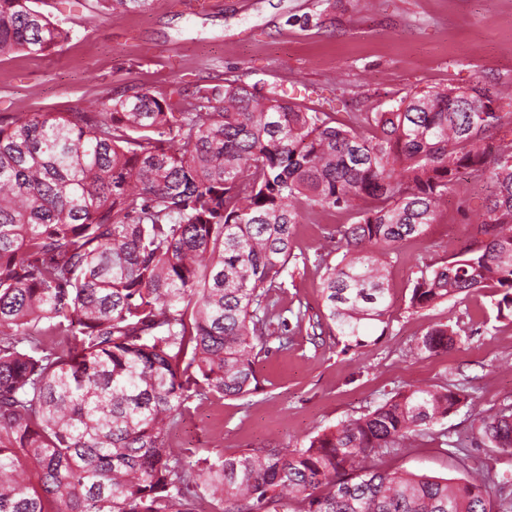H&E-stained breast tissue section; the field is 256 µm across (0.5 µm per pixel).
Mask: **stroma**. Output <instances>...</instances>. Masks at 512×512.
Segmentation results:
<instances>
[{"label":"stroma","instance_id":"35a3bbf8","mask_svg":"<svg viewBox=\"0 0 512 512\" xmlns=\"http://www.w3.org/2000/svg\"><path fill=\"white\" fill-rule=\"evenodd\" d=\"M188 2L152 0L147 9L107 15L100 0H41L71 37L49 56L0 55V118L96 112L132 87L173 99L227 78L277 89L339 121L351 112H386L413 93L450 85L494 88L499 111L512 113V0H203L200 9ZM495 192L486 174L457 180L425 238L398 246L389 318L351 348L328 331L312 337L310 324L324 309L313 264L322 230L352 215L308 214L296 228L307 262L280 293L284 306L306 310L308 324L285 349L268 337L253 395L189 403L170 447L213 459L241 448H292L359 416L394 388L462 383L472 400L441 423L449 444L427 439L382 459L390 469L461 477L451 441L467 440L471 414L512 403V315H499L487 290L412 312L409 279L416 261L455 256L477 239L475 221ZM439 323L460 331L461 344L408 356Z\"/></svg>","mask_w":512,"mask_h":512}]
</instances>
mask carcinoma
<instances>
[{
  "label": "carcinoma",
  "mask_w": 512,
  "mask_h": 512,
  "mask_svg": "<svg viewBox=\"0 0 512 512\" xmlns=\"http://www.w3.org/2000/svg\"><path fill=\"white\" fill-rule=\"evenodd\" d=\"M112 12L151 0H103ZM36 0H0V55L70 37ZM487 88L415 93L337 122L277 91L226 79L184 99L126 91L90 117L0 121V512H512V480L388 471L373 459L436 440L468 405L462 384L403 386L295 448L215 460L167 436L194 398L259 388L266 337L288 347L306 314L282 305L295 229L315 210L357 209L323 238L317 326L360 345L385 322L399 243L422 239L463 171L496 193L482 239L415 265L409 307L496 289L512 312V146ZM460 343L446 324L411 353ZM489 453L512 455V404L471 415Z\"/></svg>",
  "instance_id": "cac0c4a2"
}]
</instances>
